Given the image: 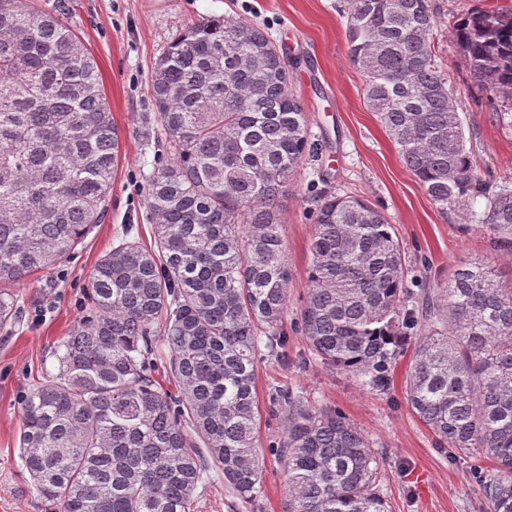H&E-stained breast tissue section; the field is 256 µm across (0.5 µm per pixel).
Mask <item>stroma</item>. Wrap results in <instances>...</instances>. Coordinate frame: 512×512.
<instances>
[{
	"label": "stroma",
	"instance_id": "stroma-1",
	"mask_svg": "<svg viewBox=\"0 0 512 512\" xmlns=\"http://www.w3.org/2000/svg\"><path fill=\"white\" fill-rule=\"evenodd\" d=\"M76 33L93 54L119 135V162L103 223L72 258L51 274L14 286L22 313L0 330V512H49L30 489L19 459L22 403L28 388L55 371L52 350L89 311L85 288L98 262L111 251L121 227L135 225L152 242L153 219L145 199L148 177L160 164L151 135L150 75L181 28L219 15L261 25L288 53L291 87L308 114L317 158L299 168L283 204L281 233L291 277L288 343L280 359L259 362L256 390L262 443L282 433L267 409L278 387L302 391L311 402L340 410L381 457L380 487L393 512H479L477 475L488 460L455 461L451 448L416 416L405 398L413 347L400 348L385 390L361 385L341 371L309 360L295 321L307 288L312 198L323 182L337 193L371 201L393 226L410 274L427 269L431 283L448 281L455 266L488 258L498 276L512 278V255L488 250L474 230L485 206L441 208L404 166L396 143L366 104L365 81L349 58L345 38L347 0H64ZM436 16L437 60L462 121L467 146L489 187L512 178V117L497 112L471 81L450 35L454 20L479 8L512 13V0H430ZM263 512H284L286 475L277 455L264 452Z\"/></svg>",
	"mask_w": 512,
	"mask_h": 512
}]
</instances>
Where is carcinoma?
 Masks as SVG:
<instances>
[{"instance_id": "cac0c4a2", "label": "carcinoma", "mask_w": 512, "mask_h": 512, "mask_svg": "<svg viewBox=\"0 0 512 512\" xmlns=\"http://www.w3.org/2000/svg\"><path fill=\"white\" fill-rule=\"evenodd\" d=\"M434 29L429 0H350L349 57L431 199L484 197L477 227L511 252L512 184L492 191L476 172ZM452 36L484 91L512 109V16L474 9ZM150 90L170 153L145 188L153 245L127 224L96 263L89 315L25 396L21 466L52 512H194L213 468L259 512L255 372L287 341L280 207L311 155L307 115L264 30L224 17L174 38ZM118 153L95 59L61 0H0V328L17 319L9 288L61 265L101 223ZM314 224L300 314L309 356L383 390L414 337L408 404L455 457L494 462L480 500L512 512V281L465 261L420 295L371 202L323 190ZM160 346L176 396L154 377ZM268 402L283 422L268 448L285 465L286 512H391L379 456L341 413L289 387Z\"/></svg>"}]
</instances>
